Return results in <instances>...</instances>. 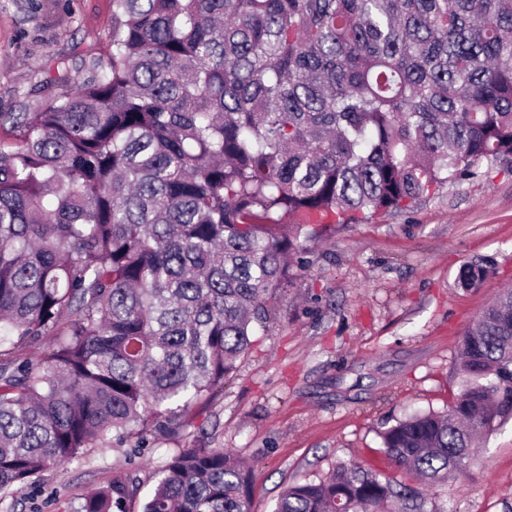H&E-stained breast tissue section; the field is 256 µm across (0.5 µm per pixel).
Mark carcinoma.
<instances>
[{
    "label": "carcinoma",
    "mask_w": 512,
    "mask_h": 512,
    "mask_svg": "<svg viewBox=\"0 0 512 512\" xmlns=\"http://www.w3.org/2000/svg\"><path fill=\"white\" fill-rule=\"evenodd\" d=\"M112 22L104 69L0 113V498L87 448L187 439L303 243L512 174V0H112ZM492 271L467 264L458 284ZM510 420L505 289L463 335L448 410L397 421L383 451L438 485ZM158 475L144 512H254V471L224 448L196 438ZM418 499L338 464L274 512Z\"/></svg>",
    "instance_id": "cac0c4a2"
}]
</instances>
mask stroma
Instances as JSON below:
<instances>
[{"instance_id":"stroma-1","label":"stroma","mask_w":512,"mask_h":512,"mask_svg":"<svg viewBox=\"0 0 512 512\" xmlns=\"http://www.w3.org/2000/svg\"><path fill=\"white\" fill-rule=\"evenodd\" d=\"M112 54V0H0V112H37ZM488 258L479 287L460 268ZM266 325L223 392L188 431L252 467L255 512L280 492L360 463L403 483L380 433L414 411L444 410L463 333L512 284V176L463 181L414 210L339 225L306 243ZM162 432L136 452L92 448L46 473L14 512H73L114 482L134 483L122 512H143L174 451ZM424 512H512V421L492 433L467 475L424 489Z\"/></svg>"}]
</instances>
